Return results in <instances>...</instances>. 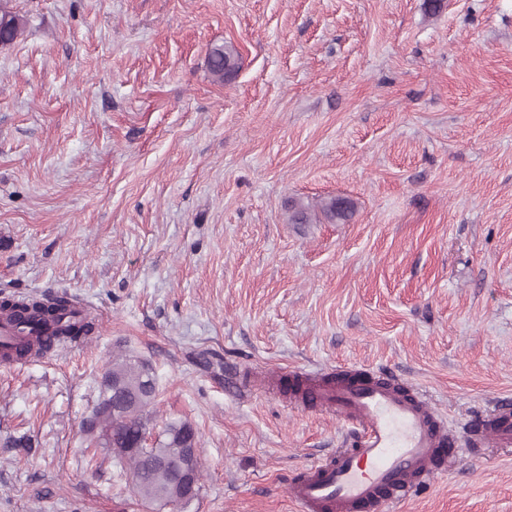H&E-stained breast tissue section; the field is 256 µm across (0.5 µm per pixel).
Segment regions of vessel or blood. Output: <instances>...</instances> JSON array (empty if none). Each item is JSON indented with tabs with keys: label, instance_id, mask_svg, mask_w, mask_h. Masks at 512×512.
<instances>
[{
	"label": "vessel or blood",
	"instance_id": "1",
	"mask_svg": "<svg viewBox=\"0 0 512 512\" xmlns=\"http://www.w3.org/2000/svg\"><path fill=\"white\" fill-rule=\"evenodd\" d=\"M295 380L292 404H313L348 429L336 452L310 461L289 481L299 512H382L447 470L442 448L456 456L490 444L512 447V407L493 406L478 423L455 428L392 374L345 370Z\"/></svg>",
	"mask_w": 512,
	"mask_h": 512
}]
</instances>
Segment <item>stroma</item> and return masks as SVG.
<instances>
[{
	"label": "stroma",
	"mask_w": 512,
	"mask_h": 512,
	"mask_svg": "<svg viewBox=\"0 0 512 512\" xmlns=\"http://www.w3.org/2000/svg\"><path fill=\"white\" fill-rule=\"evenodd\" d=\"M424 2L11 0L0 299L64 295L100 332L0 367V512H296L345 430L240 398L252 369L393 373L451 423L512 403V0ZM336 196L347 223H289ZM119 354L155 376L147 445L197 434L188 504L143 503L82 431ZM387 512H512V447ZM239 52L232 45L215 46L208 56L210 73L219 81L232 77L239 69Z\"/></svg>",
	"instance_id": "35a3bbf8"
}]
</instances>
